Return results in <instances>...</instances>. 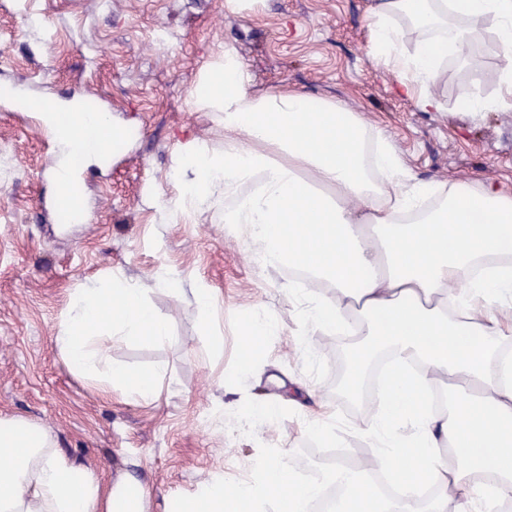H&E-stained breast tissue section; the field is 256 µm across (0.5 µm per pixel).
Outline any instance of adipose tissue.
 I'll use <instances>...</instances> for the list:
<instances>
[{
	"mask_svg": "<svg viewBox=\"0 0 512 512\" xmlns=\"http://www.w3.org/2000/svg\"><path fill=\"white\" fill-rule=\"evenodd\" d=\"M491 20L498 48L512 54V0H371L373 58L401 75L403 93L426 112L443 107L437 91L448 60L476 76L485 62L471 46L474 23ZM224 115V150L185 142L173 160L178 211L224 196V221L241 230L265 265L298 270L283 285L305 304L308 321L361 339L345 368L357 391L370 361L393 355L392 377L369 423L352 430L370 441L372 468L392 474L401 492L386 498L367 471L347 486L362 512H491L512 500V194L494 183L418 181L389 138L331 99L296 91H248L240 63L228 59L195 92ZM291 224L292 235L281 232ZM334 288L331 297L309 289ZM115 278L77 290L55 338L77 376L104 395L152 401L162 369L131 372L109 359L118 338L164 339L165 317L149 291L177 287ZM446 389L447 412L431 411V390ZM335 478L291 480L283 454L258 460L254 482L225 486L222 475L166 512H227L231 501L269 499L309 512ZM429 501L415 497L420 482ZM152 494L131 473L101 481L58 446L52 431L24 417H0V512H151Z\"/></svg>",
	"mask_w": 512,
	"mask_h": 512,
	"instance_id": "adipose-tissue-1",
	"label": "adipose tissue"
}]
</instances>
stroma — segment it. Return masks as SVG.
<instances>
[{
  "mask_svg": "<svg viewBox=\"0 0 512 512\" xmlns=\"http://www.w3.org/2000/svg\"><path fill=\"white\" fill-rule=\"evenodd\" d=\"M370 0H0V417L48 427L59 447L108 480L127 464L153 493H195L211 474L249 482L260 456L286 452L294 479L319 464L328 441L307 435L309 391L351 420H369L365 394L345 398L338 379L353 337L305 322L280 285L285 268L255 266L245 238L224 222V203L171 215L155 204L173 195L172 158L192 139L224 149L223 116L195 103V90L225 55L240 62L250 92L295 90L342 102L382 129L421 180L492 182L512 193V108L464 112L473 93H494L504 65L490 22L481 78L456 61L442 72L444 108L424 112L397 92L398 77L373 60ZM93 94L138 131L103 166L86 169L88 220L53 212L55 149L34 103ZM166 271L184 284L219 289L223 314L204 323L192 298L155 290L161 341L115 343L113 364L166 372L158 401L145 403L73 374L53 338L75 289L118 275L145 280ZM271 313L278 326L246 379L242 314ZM224 350L216 352V336ZM282 401L277 421L239 428L225 410Z\"/></svg>",
  "mask_w": 512,
  "mask_h": 512,
  "instance_id": "1",
  "label": "stroma"
}]
</instances>
